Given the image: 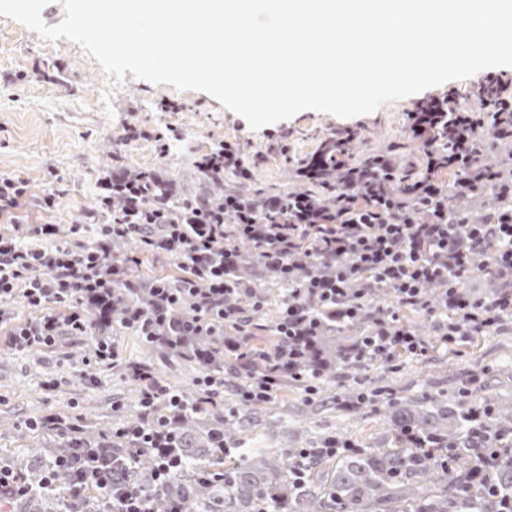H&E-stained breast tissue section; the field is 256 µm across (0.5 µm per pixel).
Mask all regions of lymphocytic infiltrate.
<instances>
[{
  "instance_id": "1",
  "label": "lymphocytic infiltrate",
  "mask_w": 512,
  "mask_h": 512,
  "mask_svg": "<svg viewBox=\"0 0 512 512\" xmlns=\"http://www.w3.org/2000/svg\"><path fill=\"white\" fill-rule=\"evenodd\" d=\"M406 128L424 146L428 168L457 172L455 183L430 176L393 192L385 179L404 174L406 164L388 151L380 157L378 172L345 169L343 196L372 199L371 206L345 212L319 210L300 193L285 199L268 196L258 206L236 195L219 201L202 196L174 205L157 182H129L120 169H109L96 182L95 207L71 226V240L58 241L54 224L34 225L32 246L0 232V325L12 324L13 306L20 302L33 315L12 325L16 350L48 347L63 333L86 332L84 302L103 300L122 282L124 264L107 262L106 248L115 239L132 238L181 268L179 280L156 283L152 289L162 303L194 298L196 315L184 323L187 332L215 318L234 317L245 324L251 311L263 307L265 299L254 283L230 276L238 263V241H249L261 262L287 282L288 301L277 331L288 348V364L272 363L267 375L242 390V399L250 403L270 399L282 368L300 370L324 316L342 324L371 317L373 327L355 349L357 361L389 359L397 352L426 355L427 343L399 325L395 312L375 306L380 288L427 318L446 315L439 325L442 343L492 332L501 322L512 321V207L475 215L454 204L493 185L500 197H512V178L483 161L490 149L512 153V84L489 73L473 105H461L454 93L420 101L408 112ZM196 164L215 180L230 169L242 182L259 181L260 160L246 159L240 145L224 140ZM117 191L123 198L118 208L112 204ZM262 210L282 215L283 223L260 221ZM480 255L501 280L497 293L483 298L463 287ZM131 371L140 383L144 420L117 435L159 449L157 475L169 477L181 459L164 451L168 427L188 402L168 394L143 368L135 365ZM163 399L170 410L161 415L156 408ZM82 479L84 485L118 497L119 512H148L146 496L126 490L120 473L108 472L95 452L85 456Z\"/></svg>"
}]
</instances>
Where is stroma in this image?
I'll list each match as a JSON object with an SVG mask.
<instances>
[{"mask_svg":"<svg viewBox=\"0 0 512 512\" xmlns=\"http://www.w3.org/2000/svg\"><path fill=\"white\" fill-rule=\"evenodd\" d=\"M19 73L24 81L0 84V174L26 181L29 223L58 225L64 235L94 205L96 181L111 164L176 179L187 198L200 189L190 177L192 161L222 139L239 142L246 156H261L262 189L298 187L299 162L314 156L319 142L339 128L355 133L356 148L394 149L413 163L422 161L405 131L406 113L418 101L414 95L365 115L339 118L307 110L254 130L207 93L130 76L115 83L74 42L43 41L20 22L0 16V75ZM163 99L181 104V112L156 111ZM127 122L150 130L171 123L182 138L171 141L164 156L151 138L116 150ZM283 130L289 133L284 154L268 140ZM58 178L68 191L53 211H43L37 203ZM111 339L118 353L112 364L96 361L89 335L68 332L52 346L22 352L12 347L8 331L0 330V462L23 458L34 448L30 420L65 435L74 427L114 426L137 412L138 385L128 371L135 362L150 366L170 391L197 397L201 367L146 349L138 336L117 327ZM462 386L512 402V326L436 349L421 360L356 364L321 382L314 394L291 387L259 404L224 391L219 398L242 447L285 451L319 448L339 434L361 447L385 441L390 424L380 403H356L355 394L384 388L405 401L448 396Z\"/></svg>","mask_w":512,"mask_h":512,"instance_id":"stroma-1","label":"stroma"}]
</instances>
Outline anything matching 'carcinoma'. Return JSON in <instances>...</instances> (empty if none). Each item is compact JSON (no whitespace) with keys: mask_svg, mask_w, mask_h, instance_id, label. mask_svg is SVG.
Here are the masks:
<instances>
[{"mask_svg":"<svg viewBox=\"0 0 512 512\" xmlns=\"http://www.w3.org/2000/svg\"><path fill=\"white\" fill-rule=\"evenodd\" d=\"M197 179L213 186L211 195L223 191L256 201V195L236 187H224L194 169ZM302 191L313 198L331 199L324 180L303 183ZM240 274L249 278L259 268L251 244L239 245ZM266 297L275 299L274 324H252L243 334L228 323L200 334L172 336L157 327L146 341L153 348L220 373L231 370L233 387L242 388L267 370L266 357L288 363L281 337L276 335L282 306L288 301L287 285L264 276ZM153 314L155 306L146 288H114L102 308H90L89 316L99 337L109 340L113 326H123L129 313ZM368 328L365 321L339 327L325 322L306 354L307 368L320 366L322 376L333 378L336 370L356 365L350 348ZM270 335L260 336L258 332ZM391 422L389 443L339 452L334 457L301 456L290 448L288 455L265 448H237L224 417L202 409H188L169 425L173 451L181 467L165 483L153 480L156 453L142 449L129 453L112 437V428L74 429L72 435L49 447L38 448L13 469L25 482L37 487L46 469L61 459L93 448L124 474L123 485L148 495L150 512H502V496L512 499V403L489 397L461 395L445 401L430 395L419 407L385 402ZM223 434L232 446L215 448L214 436ZM416 433L429 439L426 446L412 443ZM494 454L487 467L484 459ZM77 476L66 472L53 491H39L20 503V512H116L117 502L93 491L75 493Z\"/></svg>","mask_w":512,"mask_h":512,"instance_id":"1","label":"carcinoma"}]
</instances>
